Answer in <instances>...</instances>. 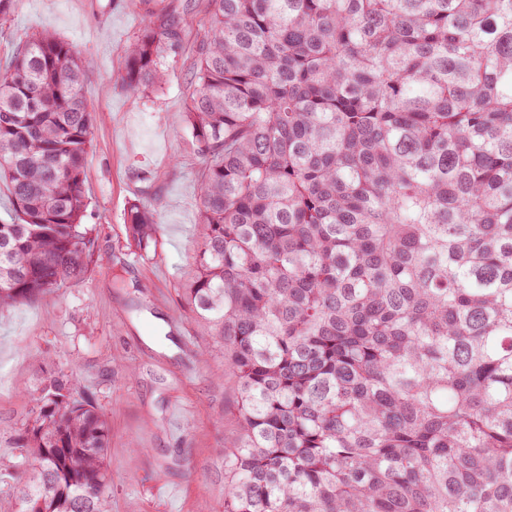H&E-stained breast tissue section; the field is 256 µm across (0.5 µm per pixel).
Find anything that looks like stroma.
<instances>
[{
	"instance_id": "1",
	"label": "stroma",
	"mask_w": 512,
	"mask_h": 512,
	"mask_svg": "<svg viewBox=\"0 0 512 512\" xmlns=\"http://www.w3.org/2000/svg\"><path fill=\"white\" fill-rule=\"evenodd\" d=\"M136 0H18L0 21V59L21 35L72 44L90 71L83 96L94 117L84 168L97 259L76 284L0 312V512H14V436L34 415L42 365L69 380L111 424L112 512H224V458L239 433L224 352L181 289L201 229L198 160L187 148L189 57L204 31V0H179L181 54L157 86L122 90ZM158 210L157 251L135 255L125 224L131 200Z\"/></svg>"
}]
</instances>
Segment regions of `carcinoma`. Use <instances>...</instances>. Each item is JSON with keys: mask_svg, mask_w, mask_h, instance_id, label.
I'll return each mask as SVG.
<instances>
[{"mask_svg": "<svg viewBox=\"0 0 512 512\" xmlns=\"http://www.w3.org/2000/svg\"><path fill=\"white\" fill-rule=\"evenodd\" d=\"M205 2L182 295L239 394L224 512H512V0ZM181 45L146 8L122 88ZM86 77L43 34L0 63V310L91 263ZM126 224L156 251L154 208ZM35 404L18 512H110L106 418L52 374Z\"/></svg>", "mask_w": 512, "mask_h": 512, "instance_id": "carcinoma-1", "label": "carcinoma"}]
</instances>
